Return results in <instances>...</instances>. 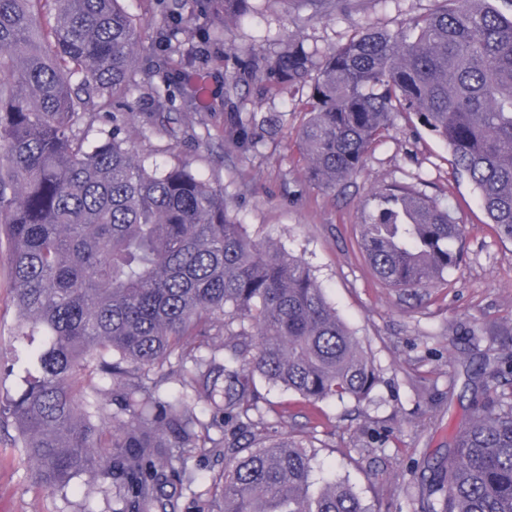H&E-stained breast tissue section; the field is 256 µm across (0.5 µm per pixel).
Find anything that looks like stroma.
<instances>
[{"instance_id": "stroma-1", "label": "stroma", "mask_w": 512, "mask_h": 512, "mask_svg": "<svg viewBox=\"0 0 512 512\" xmlns=\"http://www.w3.org/2000/svg\"><path fill=\"white\" fill-rule=\"evenodd\" d=\"M331 17L319 18L310 0H255L256 14L221 31L211 68L233 85L231 103L202 115L182 109L177 137L128 134L140 155L169 168H191L223 186L247 234L302 258L329 302L373 359L380 383L362 403H311L284 387L254 377L257 408L238 430L240 445L286 434L310 448L317 482L346 480L370 512H424L422 479L446 463L453 438L484 397L512 390V376L484 372L512 337V241L499 238L468 179L456 175L447 145L415 114L396 113L385 138L367 155L360 174L333 190L310 184L297 133L306 120L310 84L275 85L251 72L254 59L281 51L296 34L314 64L359 30L390 31L441 7L443 0H338ZM142 25L139 70L178 66L198 44L209 20L197 0H181L193 30L171 37L160 51L166 17L159 0H123ZM275 115L258 147L245 151L229 137L234 113ZM448 204L466 224L463 260L432 288H390L360 252L359 226L373 193L389 185ZM9 244L0 236V395L22 387L34 367L16 352L18 310L10 285ZM15 426L0 429V512H113L112 483L88 473L64 490L30 477L15 446ZM189 484L177 487L181 512L209 504L219 512L213 481L223 458L187 449Z\"/></svg>"}]
</instances>
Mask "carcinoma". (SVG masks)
<instances>
[{"mask_svg": "<svg viewBox=\"0 0 512 512\" xmlns=\"http://www.w3.org/2000/svg\"><path fill=\"white\" fill-rule=\"evenodd\" d=\"M409 31L365 29L330 51L316 77L298 44L264 62L269 81L313 78L299 131L306 178L336 189L356 177L395 112H413L451 150L490 225L512 241V16L487 0H451ZM172 28L191 19L163 0ZM221 23L250 0H201ZM210 34L191 61L137 82L138 26L121 0H0V232L10 242L17 335L34 342L36 374L0 399L35 482L66 489L81 473L112 479L119 512L153 505L181 482L183 449L224 458L214 480L222 512H370L344 479L313 493L312 457L288 436L240 454L215 420L255 409L257 373L311 401L361 402L379 382L373 361L300 258L250 238L224 188L189 164L141 158L127 134L134 94L147 90L149 130L175 136L177 101L210 112L227 97L208 65ZM112 130L90 137L96 117ZM270 118L239 116L240 148ZM466 225L448 206L390 185L374 195L359 245L378 279L431 288L462 260ZM224 336L223 356L211 351ZM181 390L162 396L149 372L172 355ZM117 384L127 419L98 438L92 374ZM427 512H512V393L489 398L456 434L448 464L423 484Z\"/></svg>", "mask_w": 512, "mask_h": 512, "instance_id": "cac0c4a2", "label": "carcinoma"}]
</instances>
